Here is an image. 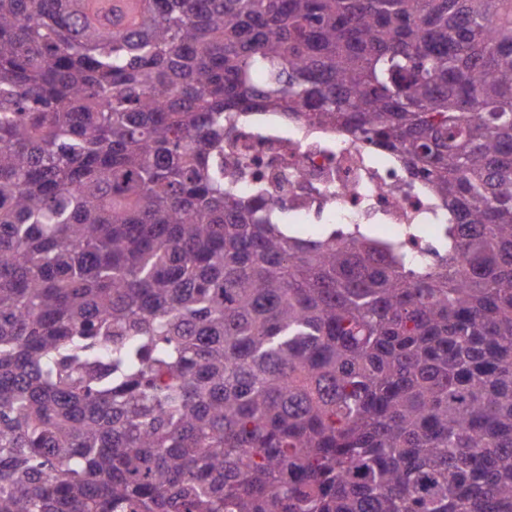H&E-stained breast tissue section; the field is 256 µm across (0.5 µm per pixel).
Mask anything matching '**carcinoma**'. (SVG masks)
<instances>
[{"mask_svg":"<svg viewBox=\"0 0 512 512\" xmlns=\"http://www.w3.org/2000/svg\"><path fill=\"white\" fill-rule=\"evenodd\" d=\"M251 112L448 254L241 196ZM0 512H512V0H0ZM281 124L277 113L263 112L239 126L230 151L247 152L257 162L253 173L238 182L241 194L249 195L253 184L280 175L284 181L273 192L288 205L294 224L369 233L382 250L395 246L423 263L443 254L448 211L429 183L411 175L398 156L338 132L311 134L289 124L285 135ZM257 128L265 131L262 138ZM409 224H421V233L412 236ZM380 228L384 233L376 232Z\"/></svg>","mask_w":512,"mask_h":512,"instance_id":"1","label":"carcinoma"}]
</instances>
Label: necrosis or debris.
I'll return each mask as SVG.
<instances>
[{
  "label": "necrosis or debris",
  "mask_w": 512,
  "mask_h": 512,
  "mask_svg": "<svg viewBox=\"0 0 512 512\" xmlns=\"http://www.w3.org/2000/svg\"><path fill=\"white\" fill-rule=\"evenodd\" d=\"M232 148L256 160L252 174L239 181V192L250 194L253 184L282 176L273 192L294 223L365 232L381 249L395 246L423 263L446 248L447 210L429 183L386 149L332 131L285 129L274 112L243 122Z\"/></svg>",
  "instance_id": "obj_1"
}]
</instances>
